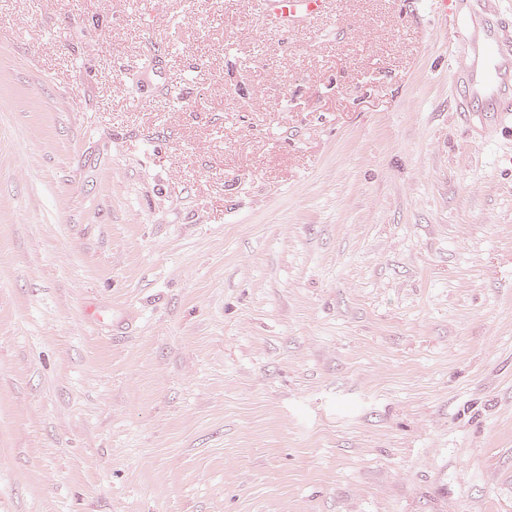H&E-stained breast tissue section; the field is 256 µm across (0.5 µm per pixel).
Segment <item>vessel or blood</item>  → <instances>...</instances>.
Returning a JSON list of instances; mask_svg holds the SVG:
<instances>
[{"mask_svg":"<svg viewBox=\"0 0 512 512\" xmlns=\"http://www.w3.org/2000/svg\"><path fill=\"white\" fill-rule=\"evenodd\" d=\"M451 16L455 55L468 70L456 79L464 92L455 96L457 112L467 113L469 100L485 99L495 118L512 121V27L499 23L491 0H434ZM325 0H261L264 11L284 26H292L322 11Z\"/></svg>","mask_w":512,"mask_h":512,"instance_id":"1","label":"vessel or blood"}]
</instances>
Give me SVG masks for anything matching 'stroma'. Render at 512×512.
I'll return each instance as SVG.
<instances>
[{
  "label": "stroma",
  "instance_id": "1",
  "mask_svg": "<svg viewBox=\"0 0 512 512\" xmlns=\"http://www.w3.org/2000/svg\"><path fill=\"white\" fill-rule=\"evenodd\" d=\"M450 45L0 0V512H512V123Z\"/></svg>",
  "mask_w": 512,
  "mask_h": 512
}]
</instances>
